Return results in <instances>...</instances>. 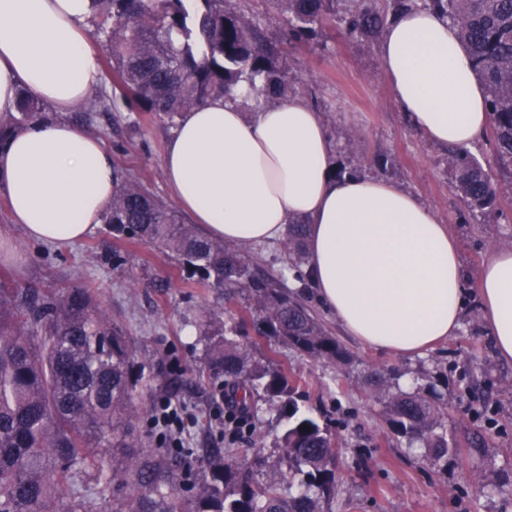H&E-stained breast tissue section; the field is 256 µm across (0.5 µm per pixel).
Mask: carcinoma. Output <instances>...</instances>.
Segmentation results:
<instances>
[{"mask_svg":"<svg viewBox=\"0 0 512 512\" xmlns=\"http://www.w3.org/2000/svg\"><path fill=\"white\" fill-rule=\"evenodd\" d=\"M90 23L110 50L109 63L127 111L153 112L169 125L183 113L238 88L258 108L302 93L287 59L268 46L260 19L233 0H91ZM285 21L289 41L315 36L339 20L354 39L375 38L407 10L429 9L456 28L484 85L492 142L512 167V0H351L336 18V0H268ZM51 108L19 90L13 110L0 113V145L18 129L49 120ZM120 107L97 95L79 116ZM454 188L475 216L495 208L501 185L467 150H448ZM103 223L118 236L152 244L176 256L203 288L247 296V315L204 320V370L224 390L240 395L227 420L246 427L257 402L275 407L283 427L276 448L288 470L284 484L270 464L263 438L242 448L232 438L212 448L205 475L176 503L162 491L167 462L147 451L114 463L133 447L129 430L141 417L132 393L145 365L123 329L87 288L44 292L0 277V512H88L75 466L99 482L127 487L115 512H331L339 478L328 425L303 411L288 369L269 357L257 361L237 340L246 325L313 360L345 363L350 355L299 295L258 277L239 247L206 238L178 210L136 179L118 175ZM307 225L288 224V269L304 279ZM390 433L426 448V460L448 466L453 445L445 409L431 385L404 390L385 374L372 381Z\"/></svg>","mask_w":512,"mask_h":512,"instance_id":"1","label":"carcinoma"}]
</instances>
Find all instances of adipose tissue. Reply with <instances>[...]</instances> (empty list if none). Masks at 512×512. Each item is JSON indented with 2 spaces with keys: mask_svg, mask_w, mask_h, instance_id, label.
<instances>
[{
  "mask_svg": "<svg viewBox=\"0 0 512 512\" xmlns=\"http://www.w3.org/2000/svg\"><path fill=\"white\" fill-rule=\"evenodd\" d=\"M89 0H0V112L19 89L71 111L102 75ZM380 58L395 102L425 138L470 147L490 116L457 31L416 10L385 30ZM242 95L185 112L163 156L167 185L191 223L238 246L308 226L305 271L318 303L365 345L415 356L460 327L464 278L454 236L414 194L380 178L334 174L329 133L304 98L253 118ZM116 168L68 121L38 122L0 146V186L15 224L36 241L91 234L112 200ZM476 283L497 355L512 360V250L494 252Z\"/></svg>",
  "mask_w": 512,
  "mask_h": 512,
  "instance_id": "1",
  "label": "adipose tissue"
}]
</instances>
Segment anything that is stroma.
<instances>
[{"instance_id": "1", "label": "stroma", "mask_w": 512, "mask_h": 512, "mask_svg": "<svg viewBox=\"0 0 512 512\" xmlns=\"http://www.w3.org/2000/svg\"><path fill=\"white\" fill-rule=\"evenodd\" d=\"M288 65L317 92L316 109L328 129L335 162L360 163L361 174L392 180L431 206L458 240L466 278L459 332L420 356L363 346L322 309L317 315L350 352L348 364L315 362L273 339L249 335V343L261 350L276 349L277 361L299 383L305 410L332 432L339 475L333 512H512V361L497 356L485 332L475 286L492 252L512 249V170L500 164L490 136L472 145V153L504 188L492 213L473 216L454 190L446 148L426 140L398 109L380 63L379 39H351L332 23L317 39L290 47ZM83 132L101 140L122 173L168 198L162 159L172 129L166 122L150 112H99ZM116 252L123 257L118 265L112 261ZM245 254L259 276L275 279L286 291L295 287L281 244L251 246ZM3 273L23 287L91 289L113 323L123 328L147 378L134 393L143 412L135 436L172 461L174 493L185 497L186 481L202 476L204 449L223 445L228 437L223 393L201 371V315L225 306L241 310L240 300L197 287L169 254L144 242L117 239L105 224L67 245L29 240L13 223L0 189ZM376 371L392 372L398 383H435L448 403V434L456 443L447 467L423 461L420 449L390 434L381 404L368 393ZM172 378L179 382L175 400L181 407L177 448L160 444L147 420ZM478 434L485 447H472ZM484 477L495 479L498 490L482 487Z\"/></svg>"}]
</instances>
